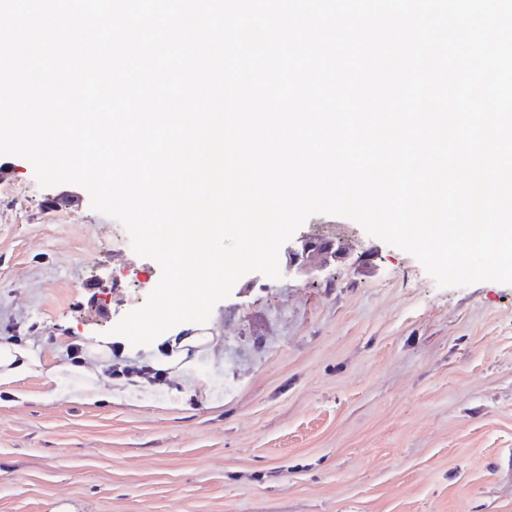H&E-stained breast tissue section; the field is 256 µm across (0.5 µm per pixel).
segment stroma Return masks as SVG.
<instances>
[{
    "label": "stroma",
    "instance_id": "35a3bbf8",
    "mask_svg": "<svg viewBox=\"0 0 512 512\" xmlns=\"http://www.w3.org/2000/svg\"><path fill=\"white\" fill-rule=\"evenodd\" d=\"M316 277L252 272L186 336L188 367L113 327L156 261L81 186L0 156V343L40 372L0 384V512H512V285L441 287L355 221ZM107 355L96 400L67 353Z\"/></svg>",
    "mask_w": 512,
    "mask_h": 512
}]
</instances>
